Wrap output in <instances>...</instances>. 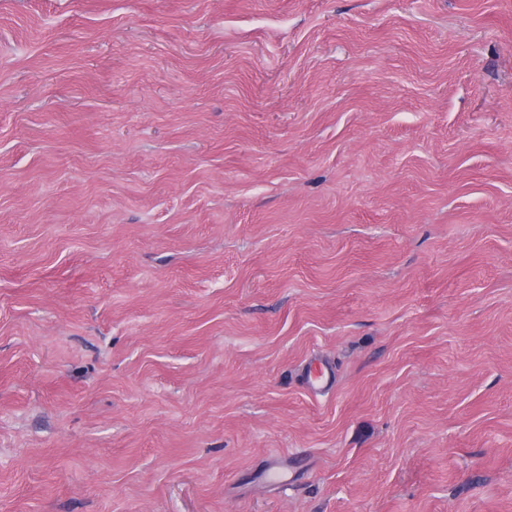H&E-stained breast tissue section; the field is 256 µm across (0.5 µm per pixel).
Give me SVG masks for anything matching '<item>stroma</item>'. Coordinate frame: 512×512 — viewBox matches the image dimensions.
<instances>
[{"label": "stroma", "mask_w": 512, "mask_h": 512, "mask_svg": "<svg viewBox=\"0 0 512 512\" xmlns=\"http://www.w3.org/2000/svg\"><path fill=\"white\" fill-rule=\"evenodd\" d=\"M0 512H512V0H0ZM302 377L306 390L314 396L330 391L336 380L333 368L326 363H319L315 359H311L305 364L302 369Z\"/></svg>", "instance_id": "1"}]
</instances>
